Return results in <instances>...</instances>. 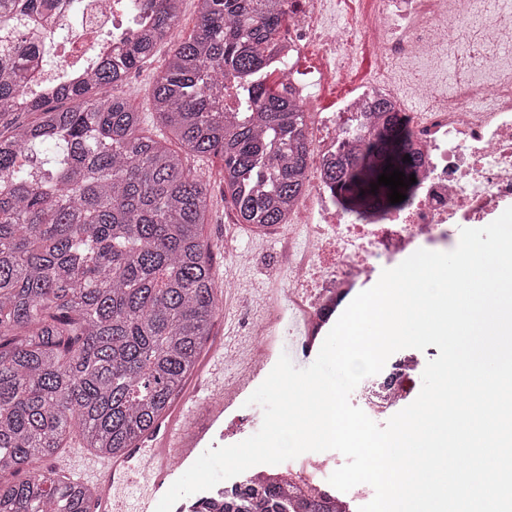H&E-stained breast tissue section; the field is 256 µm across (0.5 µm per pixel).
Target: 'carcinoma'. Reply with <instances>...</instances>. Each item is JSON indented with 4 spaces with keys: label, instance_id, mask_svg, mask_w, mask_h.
I'll use <instances>...</instances> for the list:
<instances>
[{
    "label": "carcinoma",
    "instance_id": "1",
    "mask_svg": "<svg viewBox=\"0 0 512 512\" xmlns=\"http://www.w3.org/2000/svg\"><path fill=\"white\" fill-rule=\"evenodd\" d=\"M53 0H0V512H86L94 489L43 473L77 438L121 454L171 406L222 307L201 237L208 180L187 156L224 155V196L241 224H284L310 157L303 104L258 82L288 0H199L198 31L155 76L152 108L175 151L143 134L121 87L178 24L176 0H125L150 25L120 58L35 102L26 25ZM252 82L226 117L224 80ZM70 100L67 109L54 106ZM407 120L395 114L325 174L354 211L391 208L371 185L386 165L410 177ZM409 156L411 161L404 160ZM223 512H336L288 483L224 496Z\"/></svg>",
    "mask_w": 512,
    "mask_h": 512
}]
</instances>
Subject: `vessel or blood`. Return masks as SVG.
<instances>
[{
    "mask_svg": "<svg viewBox=\"0 0 512 512\" xmlns=\"http://www.w3.org/2000/svg\"><path fill=\"white\" fill-rule=\"evenodd\" d=\"M224 366V343L216 341L194 383L151 433L120 458H99L73 449L64 468L98 488L87 512H155L184 468L224 429V386L217 380Z\"/></svg>",
    "mask_w": 512,
    "mask_h": 512,
    "instance_id": "vessel-or-blood-1",
    "label": "vessel or blood"
}]
</instances>
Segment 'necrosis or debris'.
<instances>
[{
	"mask_svg": "<svg viewBox=\"0 0 512 512\" xmlns=\"http://www.w3.org/2000/svg\"><path fill=\"white\" fill-rule=\"evenodd\" d=\"M56 4L42 24L59 35L51 50L62 65L41 75L44 86L79 78L133 27L105 0ZM325 8L326 0H290L288 30L264 69L304 102L334 78L337 60L354 53L349 38L323 23ZM360 26L376 50L373 76L332 111L319 112L309 132L307 188L279 254L288 285L274 289L251 322L256 362L270 360L281 338L297 343L316 335L339 299L378 282L379 261L392 264L420 249L447 251L448 225L483 227L512 207V0H373ZM395 66L431 72V81L411 92L423 109L409 112L388 76ZM390 112L410 120L415 192L404 207L370 208L356 219L345 207L344 191L323 174L338 155L358 149ZM423 366L417 355L404 356L394 378L363 379L351 404L373 421L387 419L412 399ZM345 462L339 453L319 462L303 454L295 463L262 470L280 481L307 477L318 489Z\"/></svg>",
	"mask_w": 512,
	"mask_h": 512,
	"instance_id": "necrosis-or-debris-1",
	"label": "necrosis or debris"
}]
</instances>
